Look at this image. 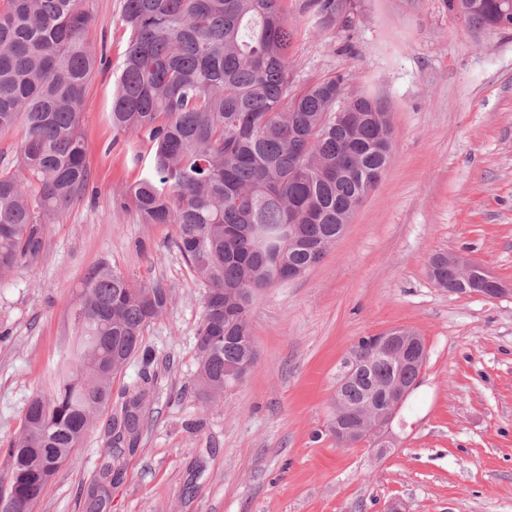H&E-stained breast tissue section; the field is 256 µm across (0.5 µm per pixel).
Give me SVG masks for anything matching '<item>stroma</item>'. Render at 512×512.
Here are the masks:
<instances>
[{"label":"stroma","instance_id":"stroma-1","mask_svg":"<svg viewBox=\"0 0 512 512\" xmlns=\"http://www.w3.org/2000/svg\"><path fill=\"white\" fill-rule=\"evenodd\" d=\"M123 2L84 0L87 42L104 55L82 106L89 187L47 226L38 261L0 276V490L83 280L106 264L173 294L145 354L112 381L117 405L142 370L156 375L139 443L96 496L102 412L32 512H512V294L451 293L429 275L434 254L461 252L512 285V28L472 30L446 0H356L351 27L321 28L309 0H282L295 84L340 74L348 92L386 99L392 154L322 261L255 296L257 363L209 403L194 386L206 288L174 226L142 223L121 197L153 153L110 118ZM393 327L423 336L427 358L381 458L339 446L328 422L351 346Z\"/></svg>","mask_w":512,"mask_h":512}]
</instances>
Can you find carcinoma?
Wrapping results in <instances>:
<instances>
[{
	"label": "carcinoma",
	"mask_w": 512,
	"mask_h": 512,
	"mask_svg": "<svg viewBox=\"0 0 512 512\" xmlns=\"http://www.w3.org/2000/svg\"><path fill=\"white\" fill-rule=\"evenodd\" d=\"M448 11L469 28L512 27V0H481ZM321 28L349 26L352 0H312ZM82 0H0V131L23 128L20 146L0 161V274L37 261L46 225L86 193L89 169L80 126L85 89L101 60L84 32ZM130 31L112 100V126L152 144L151 172L123 189L146 224H172L174 245L206 287L197 331L199 395L214 402L233 386L225 372L255 351L250 308L256 294L325 257L352 206L375 188L391 151L390 129L373 115L379 96L348 103L336 126L341 75L296 88L289 74L292 30L280 0H124ZM436 284L479 293L478 275L460 285L448 255L430 260ZM172 302L155 282L134 287L105 265L86 277L70 314L75 343L60 348L50 393L32 397L17 445L8 450L10 484L31 512L43 489L80 447L112 400V377L138 353L144 328ZM391 366L370 365L344 379L347 408L387 389ZM144 373L123 396L106 434L102 479L120 477L152 396Z\"/></svg>",
	"instance_id": "cac0c4a2"
}]
</instances>
